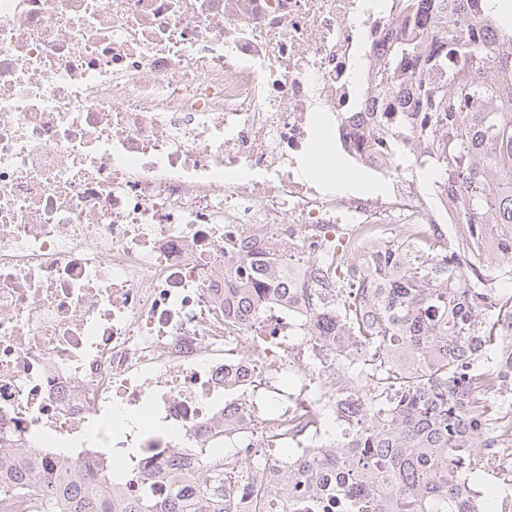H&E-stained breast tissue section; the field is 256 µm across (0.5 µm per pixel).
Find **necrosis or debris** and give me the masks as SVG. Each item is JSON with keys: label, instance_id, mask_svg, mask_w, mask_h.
Returning <instances> with one entry per match:
<instances>
[{"label": "necrosis or debris", "instance_id": "obj_1", "mask_svg": "<svg viewBox=\"0 0 512 512\" xmlns=\"http://www.w3.org/2000/svg\"><path fill=\"white\" fill-rule=\"evenodd\" d=\"M411 24L395 0H0V454L80 470L115 497L162 493L166 460L350 437L364 391L331 369L345 336L288 341L309 289L327 302L337 236L447 238L445 196L372 138L373 67ZM329 139L384 182L317 180ZM288 251L290 306L257 330L224 287ZM312 359L318 372L303 371Z\"/></svg>", "mask_w": 512, "mask_h": 512}]
</instances>
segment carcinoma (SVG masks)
I'll return each instance as SVG.
<instances>
[{
	"label": "carcinoma",
	"instance_id": "cac0c4a2",
	"mask_svg": "<svg viewBox=\"0 0 512 512\" xmlns=\"http://www.w3.org/2000/svg\"><path fill=\"white\" fill-rule=\"evenodd\" d=\"M411 22L432 11L440 36L421 29L396 38L377 67L379 105L373 133L399 150L408 137L423 146L408 175L428 171L455 197L461 224L449 245L471 268L469 278L443 270L427 246L397 238L358 261L343 246L331 312L336 331L352 336L346 354L355 378L375 379L374 397L357 411L365 425L333 455L288 458V489L303 497V512H483L470 488L476 449L494 444L488 395L501 363L512 356V253L487 268L485 241L512 239V53L486 43L474 23L448 25V12L474 17L492 11L488 0H404ZM279 284L280 280H275ZM282 284V283H280ZM288 301V284L251 282L224 289V311L246 327L271 301ZM321 304L301 316L302 336L313 335ZM221 467L206 466L197 485L170 478L165 492L144 488L120 501L112 488L30 462L0 456V489H32L41 512H230L227 500L244 486L251 466L233 453Z\"/></svg>",
	"mask_w": 512,
	"mask_h": 512
}]
</instances>
